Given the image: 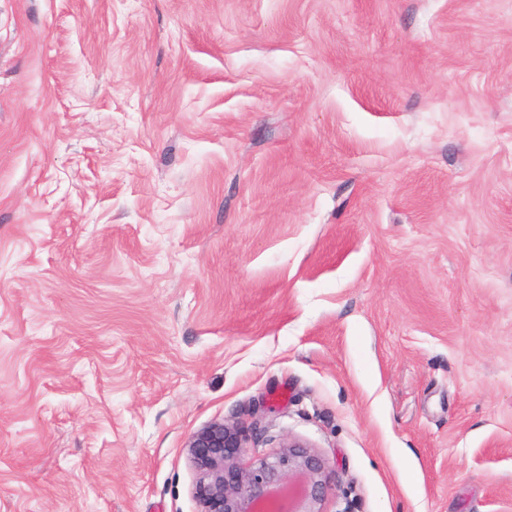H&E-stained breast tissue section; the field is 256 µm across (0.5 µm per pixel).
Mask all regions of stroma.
<instances>
[{
	"label": "stroma",
	"instance_id": "obj_1",
	"mask_svg": "<svg viewBox=\"0 0 512 512\" xmlns=\"http://www.w3.org/2000/svg\"><path fill=\"white\" fill-rule=\"evenodd\" d=\"M512 512V0H0V512ZM244 426L213 422L193 433L185 447L196 473L199 512H324L336 487V470L303 442L286 438L272 456L243 463Z\"/></svg>",
	"mask_w": 512,
	"mask_h": 512
}]
</instances>
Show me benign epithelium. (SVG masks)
Returning <instances> with one entry per match:
<instances>
[{
  "instance_id": "7a95c632",
  "label": "benign epithelium",
  "mask_w": 512,
  "mask_h": 512,
  "mask_svg": "<svg viewBox=\"0 0 512 512\" xmlns=\"http://www.w3.org/2000/svg\"><path fill=\"white\" fill-rule=\"evenodd\" d=\"M249 432L213 422L185 447L196 473L199 512H323L336 486V470L303 442L286 438L271 456L244 463Z\"/></svg>"
}]
</instances>
